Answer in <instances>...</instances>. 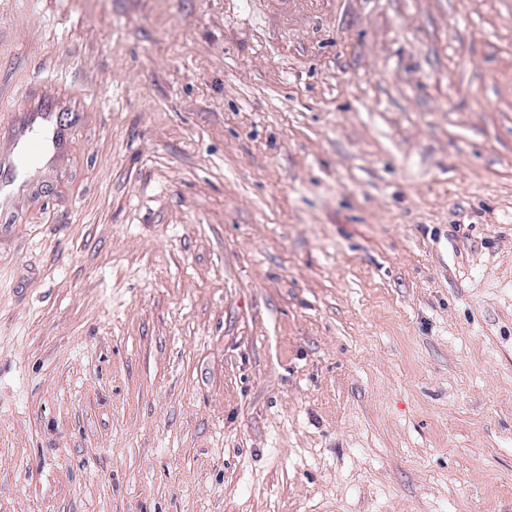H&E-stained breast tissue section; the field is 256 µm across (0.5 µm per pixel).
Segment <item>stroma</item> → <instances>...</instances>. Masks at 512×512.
<instances>
[{"label": "stroma", "instance_id": "obj_1", "mask_svg": "<svg viewBox=\"0 0 512 512\" xmlns=\"http://www.w3.org/2000/svg\"><path fill=\"white\" fill-rule=\"evenodd\" d=\"M0 512H512V0H0ZM10 138L15 150L0 153V172L1 169L3 172L26 170L27 152L41 155L42 164L47 160L52 146L56 150L63 149L67 133L56 125L52 112L40 110L27 114L13 129Z\"/></svg>", "mask_w": 512, "mask_h": 512}]
</instances>
